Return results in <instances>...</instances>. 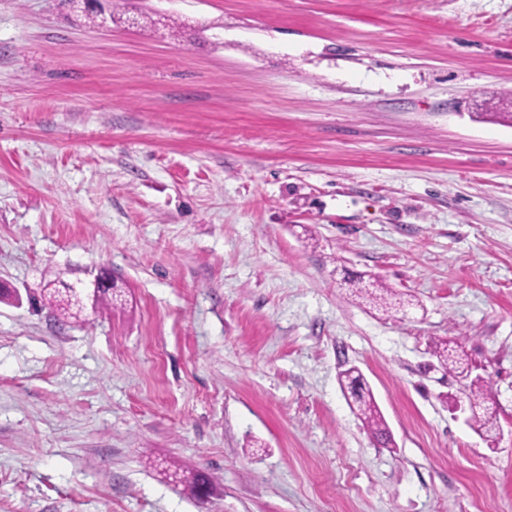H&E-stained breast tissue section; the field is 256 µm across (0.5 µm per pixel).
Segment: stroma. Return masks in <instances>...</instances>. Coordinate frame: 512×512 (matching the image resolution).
<instances>
[{"mask_svg": "<svg viewBox=\"0 0 512 512\" xmlns=\"http://www.w3.org/2000/svg\"><path fill=\"white\" fill-rule=\"evenodd\" d=\"M103 5L0 0V512H512V0ZM83 290L84 288H73V292L70 293L72 302L83 306L85 300ZM42 292L41 297L47 300L50 306L56 307L64 318H76L78 316L79 313L66 293L64 281H49L42 289ZM457 347L450 346L448 341L438 342L432 349V355L446 372L463 381H468L471 377L468 355ZM489 392V386L479 376H475L464 385V395L473 410L471 417L473 427L477 432L486 434L488 437L496 435L499 431L496 414L489 412V408L483 406ZM340 381L344 384L353 398V405L366 423L371 434L377 439H384L385 444L391 442L389 431L378 405L370 391L367 382L355 367L345 368L340 373Z\"/></svg>", "mask_w": 512, "mask_h": 512, "instance_id": "obj_1", "label": "stroma"}]
</instances>
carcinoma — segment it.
Instances as JSON below:
<instances>
[{"label":"carcinoma","mask_w":512,"mask_h":512,"mask_svg":"<svg viewBox=\"0 0 512 512\" xmlns=\"http://www.w3.org/2000/svg\"><path fill=\"white\" fill-rule=\"evenodd\" d=\"M41 297L47 300L49 305L55 307L63 317L75 318L78 316L77 310L66 293L65 282L61 280L47 282L42 289ZM432 355L436 357L440 367L446 372L465 381L464 395L473 410L471 420L474 429L488 437L497 434L499 431L497 417L484 406L485 398L490 392L489 386L482 378L471 377L468 355L447 341L436 343L432 349ZM340 381L348 388L353 398V405L356 406V410L371 434L378 439L391 442L385 420L367 382L358 370L350 367L342 371Z\"/></svg>","instance_id":"cac0c4a2"}]
</instances>
